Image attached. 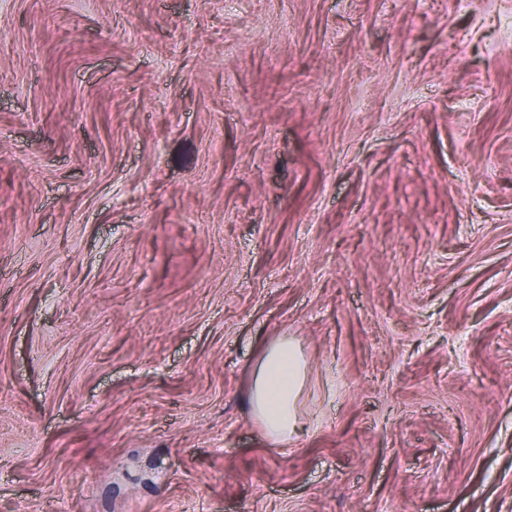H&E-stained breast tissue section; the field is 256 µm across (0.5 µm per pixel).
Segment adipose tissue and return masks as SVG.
I'll return each instance as SVG.
<instances>
[{
  "label": "adipose tissue",
  "mask_w": 512,
  "mask_h": 512,
  "mask_svg": "<svg viewBox=\"0 0 512 512\" xmlns=\"http://www.w3.org/2000/svg\"><path fill=\"white\" fill-rule=\"evenodd\" d=\"M307 375V364L295 341L279 337L259 362L249 397L252 412L274 444L288 443L303 427L298 401Z\"/></svg>",
  "instance_id": "ef3b65f1"
}]
</instances>
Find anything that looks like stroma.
<instances>
[{
	"label": "stroma",
	"instance_id": "obj_1",
	"mask_svg": "<svg viewBox=\"0 0 512 512\" xmlns=\"http://www.w3.org/2000/svg\"><path fill=\"white\" fill-rule=\"evenodd\" d=\"M0 512H512V0H0ZM307 375V364L295 341L279 337L259 362L249 397L252 412L268 439L284 445L305 427L298 415V401Z\"/></svg>",
	"mask_w": 512,
	"mask_h": 512
}]
</instances>
